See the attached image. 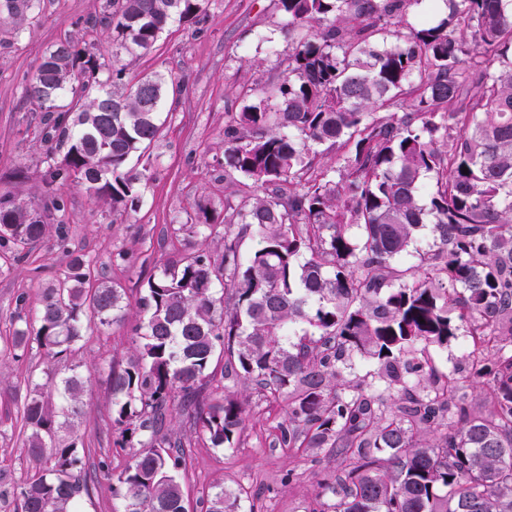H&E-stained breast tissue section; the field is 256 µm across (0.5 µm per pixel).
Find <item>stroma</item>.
<instances>
[{"mask_svg": "<svg viewBox=\"0 0 512 512\" xmlns=\"http://www.w3.org/2000/svg\"><path fill=\"white\" fill-rule=\"evenodd\" d=\"M104 2L41 0L36 20L18 36L12 23H0V193H12L37 209L44 201L47 147L38 133L36 107L24 88L44 51L61 39L79 40L91 51L105 48L103 27L80 24L81 19L100 14ZM293 48L277 0H207L200 23L171 24L152 52L131 63L129 78L159 72L181 87L166 98L163 133L150 150L152 179L138 208L115 215L83 187L59 188L67 201L69 249L95 257L107 281L123 288L128 301L138 297L141 276L153 273L156 265L176 253L179 244L167 237V225L191 221L201 205L223 220L224 117L239 110L235 92L240 86L280 82ZM20 168L24 178L14 179ZM65 252L50 235L19 264L11 263L6 249L0 248V490L35 470V460L25 451L20 410L31 383L44 381L49 367L42 350L34 347L15 357L8 340L11 320L19 302L36 305L41 288L64 268ZM121 253L132 254L135 265L118 261ZM130 328L125 320L107 332L89 333L67 359L90 378L80 423L88 450V493L78 502L80 512L120 508L99 463L107 461L117 472L132 460L131 449L115 444L109 377L110 367H124L130 357ZM193 413V408L177 402L166 421L167 431L184 443L181 481L190 498L224 485L247 491L242 512H306L319 481L338 466L336 458L279 446L275 426L285 414L283 402L251 393L240 440L235 448L224 450L199 437ZM289 471L293 481L282 483Z\"/></svg>", "mask_w": 512, "mask_h": 512, "instance_id": "stroma-1", "label": "stroma"}]
</instances>
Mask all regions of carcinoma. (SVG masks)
Here are the masks:
<instances>
[{
    "label": "carcinoma",
    "mask_w": 512,
    "mask_h": 512,
    "mask_svg": "<svg viewBox=\"0 0 512 512\" xmlns=\"http://www.w3.org/2000/svg\"><path fill=\"white\" fill-rule=\"evenodd\" d=\"M22 21L38 0H8ZM278 0L295 48L286 76L243 88L224 126V224H174L184 250L160 263L136 299L133 353L110 367L119 473L100 465L121 512H189L181 442L160 434L162 411L191 396L213 363L240 388L215 386L197 432L231 448L244 430V392L285 401L286 448L328 450L341 469L308 512H512V0ZM205 0H105L112 51L72 38L51 45L26 86L48 155L44 181L72 182L122 215L151 180L132 165L163 132L165 78L127 79L165 28L198 19ZM392 34L395 42L386 43ZM0 194V244L26 259L47 223ZM436 249L402 268L417 231ZM257 240L243 257L240 241ZM220 238L223 248L194 241ZM130 308L97 262L70 253L33 309L13 318L15 348L67 358L88 330ZM306 329L297 332L296 326ZM467 328L465 369L437 376L430 348ZM296 340H291V337ZM372 361L389 405L344 377ZM482 384L474 410L465 388ZM88 379L45 372L22 407L27 452L40 466L15 485L20 512H74L88 492L75 420ZM242 492L213 486L204 512H238Z\"/></svg>",
    "instance_id": "obj_1"
}]
</instances>
